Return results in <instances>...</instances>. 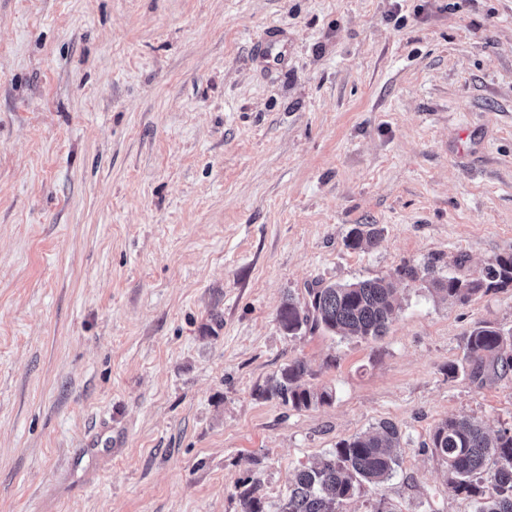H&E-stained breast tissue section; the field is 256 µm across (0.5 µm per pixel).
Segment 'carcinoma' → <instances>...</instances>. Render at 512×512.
<instances>
[{
    "label": "carcinoma",
    "mask_w": 512,
    "mask_h": 512,
    "mask_svg": "<svg viewBox=\"0 0 512 512\" xmlns=\"http://www.w3.org/2000/svg\"><path fill=\"white\" fill-rule=\"evenodd\" d=\"M379 241L380 230L367 224L350 233L346 246L375 247ZM509 284L512 253L497 257L479 278L437 280L434 291L464 303ZM308 293L306 308L290 300L280 309L279 321L290 334L308 327L342 337H377L385 333L397 313L395 285L385 277L311 288ZM460 369L480 381L506 375L512 371V342L489 322L475 324L465 336L461 364H449L448 376H455ZM305 370L304 362H292L271 380L266 392L295 409L329 401L331 395L326 391L318 393L296 385ZM400 441L398 427L383 421L372 431L340 442L328 456L295 470L282 512H339L362 485H378L392 475L399 464L396 448ZM430 450L452 475L448 490L476 497V512H512V426L492 433L476 418H449L435 428ZM243 487L242 512H264L257 485L247 480Z\"/></svg>",
    "instance_id": "1"
}]
</instances>
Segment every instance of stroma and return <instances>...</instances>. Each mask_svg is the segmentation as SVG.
<instances>
[{
	"mask_svg": "<svg viewBox=\"0 0 512 512\" xmlns=\"http://www.w3.org/2000/svg\"><path fill=\"white\" fill-rule=\"evenodd\" d=\"M509 251L512 0H0V512H242L247 479L281 512L384 420L399 464L341 512H476L425 444L512 425V373L448 375L512 287L432 281ZM406 263L385 336L279 322ZM297 360L329 403L265 395Z\"/></svg>",
	"mask_w": 512,
	"mask_h": 512,
	"instance_id": "stroma-1",
	"label": "stroma"
}]
</instances>
